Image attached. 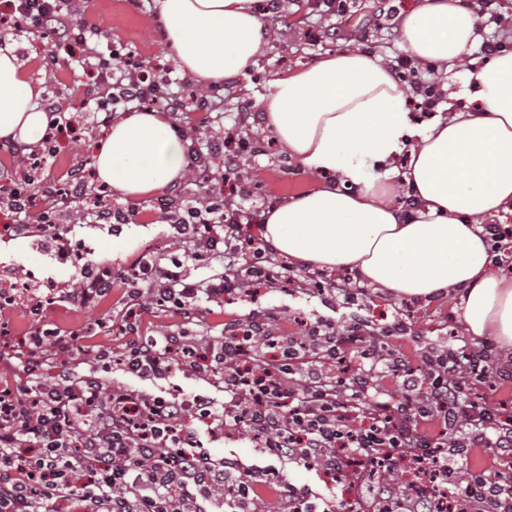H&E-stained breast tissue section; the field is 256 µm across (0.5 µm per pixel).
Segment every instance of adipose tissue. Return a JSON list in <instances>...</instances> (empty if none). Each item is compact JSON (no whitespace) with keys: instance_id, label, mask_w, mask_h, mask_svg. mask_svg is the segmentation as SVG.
I'll use <instances>...</instances> for the list:
<instances>
[{"instance_id":"obj_1","label":"adipose tissue","mask_w":512,"mask_h":512,"mask_svg":"<svg viewBox=\"0 0 512 512\" xmlns=\"http://www.w3.org/2000/svg\"><path fill=\"white\" fill-rule=\"evenodd\" d=\"M181 70L207 85L256 66L269 33L254 0H157ZM400 28L419 65L462 61L480 39L466 0H420ZM469 112L415 121L382 58L352 48L274 80L265 125L289 157L326 184L267 210L260 233L315 268L355 271L389 294H452L470 336L512 353V275L492 272L480 224L512 203V51L472 73ZM40 87L15 49L0 48V140L43 137ZM185 144L153 111L113 123L95 145L97 178L129 198L184 176ZM407 157L402 181L374 176ZM414 202L403 212L401 192Z\"/></svg>"}]
</instances>
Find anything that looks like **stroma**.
I'll use <instances>...</instances> for the list:
<instances>
[{
    "mask_svg": "<svg viewBox=\"0 0 512 512\" xmlns=\"http://www.w3.org/2000/svg\"><path fill=\"white\" fill-rule=\"evenodd\" d=\"M418 0H353L346 16L325 20L326 36L318 42L310 41L306 31L316 21L313 0H285L284 21H267L272 34L256 67L234 76L235 89L226 96L220 108L213 112L208 123L188 130L187 139L199 145L223 144L224 135L233 130L253 139L269 142L263 155L244 154L238 158L234 184L240 196L271 207L303 190L316 188L320 180L300 173L280 145L274 144L273 133L262 124L244 123L243 108H258L260 99L271 90L275 79L291 77L305 65L328 54L351 46L382 56L387 65H394L406 47L401 35L394 29L400 17L413 9ZM481 18L482 41L497 40L512 49V4L498 7L489 14L484 0H469ZM68 10L78 18L86 19L107 31L111 45L124 46L134 53L142 70L168 77V92H180L189 82L181 71L175 54L166 46L156 23V0H67ZM54 35L46 28H29L19 33L0 26V46H15L26 75L38 81L45 94L53 98L62 110L77 112L82 106V92L90 82L84 66L95 63L94 54L71 57L61 54L54 70H47L43 61L47 44ZM469 65H449L438 68L436 112L458 110L459 96L463 94L474 66L484 60L481 47H474ZM104 133L103 128H85L82 136L68 139L56 157L43 164L42 172L48 181L68 168L88 161V145L94 144ZM215 180L208 186L196 185L191 176L168 184L166 192L175 197V204L163 207L158 193L131 200L121 193L111 195L116 210L136 209L135 220L126 224H85L80 217H61L60 225L69 237L85 241L88 251L81 262L67 266L58 264L38 244L36 238L0 235V276L33 267L56 285V293L45 304L41 313H33L28 302L14 305L6 329L8 339L17 349H24L32 327L41 325L55 328L62 335L74 337L79 349L98 351L109 348L119 352L124 338L121 316L125 310L124 287L113 288L97 306L87 308L66 299V292L77 288L84 264L109 263L113 267H128L146 257L161 265H168L170 255L185 258L187 271L197 280L213 276L214 270L206 262L194 260L196 247L192 242L175 238L171 217L181 215L187 207L202 206L207 200L223 196L224 165L215 161ZM264 318L273 335L306 336L312 326L343 332L353 319H361L364 329L381 337L387 348L397 349L410 358H418L429 347H459L469 342L457 311V302L448 295H439L427 301L399 298L376 288H368L357 301L348 305H331L322 296L302 291L282 283L267 292L250 298L245 295L224 297L215 304L199 301L193 320H185L173 309L153 307L145 314L142 327L152 334H171L181 331L206 344L221 334L229 320L247 322L252 316ZM403 321L408 331L403 335L391 332L394 322Z\"/></svg>",
    "mask_w": 512,
    "mask_h": 512,
    "instance_id": "35a3bbf8",
    "label": "stroma"
}]
</instances>
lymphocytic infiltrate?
I'll return each mask as SVG.
<instances>
[{
    "instance_id": "lymphocytic-infiltrate-1",
    "label": "lymphocytic infiltrate",
    "mask_w": 512,
    "mask_h": 512,
    "mask_svg": "<svg viewBox=\"0 0 512 512\" xmlns=\"http://www.w3.org/2000/svg\"><path fill=\"white\" fill-rule=\"evenodd\" d=\"M34 26H52L66 47L86 46L99 36L96 26L79 21L64 0H18ZM160 84L143 72L113 66L97 76L93 101L149 104ZM87 181L41 201L20 199L11 178H0V220L22 230L37 228L44 240L62 247L57 224L44 212L77 213L94 223L128 222L124 212L94 207ZM179 221L182 241H199L201 260L220 266L225 293L253 295L286 279L288 268L272 247H260L245 229L258 221L259 206H243L228 195L219 204L188 207ZM205 235H197L195 224ZM267 263L265 277H254L247 263L254 252ZM151 291L128 292L122 317L127 340L117 359L122 371L143 381L182 373L208 379L211 361L223 366L221 397L203 396L198 415L213 440L250 439L259 451L282 462L346 473L357 489L350 512H383L396 489L393 473L414 477L404 512H439L450 497L469 500V512H494L498 500L512 502V481L487 468L480 475L463 470L466 449L495 447L512 463V408L485 395L489 382H512V364L490 368L492 348L463 345L423 353L418 361L386 350L361 325L343 334L313 338L310 353L272 335L262 319L233 322L197 353L186 336H145L139 318L153 301L190 294L214 298L211 282L190 280L152 268ZM73 338L37 327L28 349L18 352L0 340V365L23 380L22 389L0 384V512H41L63 503L71 512H112L122 498L128 512H202L201 501L223 506V490H245L262 482L260 471L239 473L223 457L195 450L198 433L181 401L158 402L155 395L126 387L108 388L97 369L79 374L69 366ZM337 362V375L325 371ZM398 380L400 398L391 397L383 379ZM442 424L445 433L433 451L422 448L425 427Z\"/></svg>"
}]
</instances>
